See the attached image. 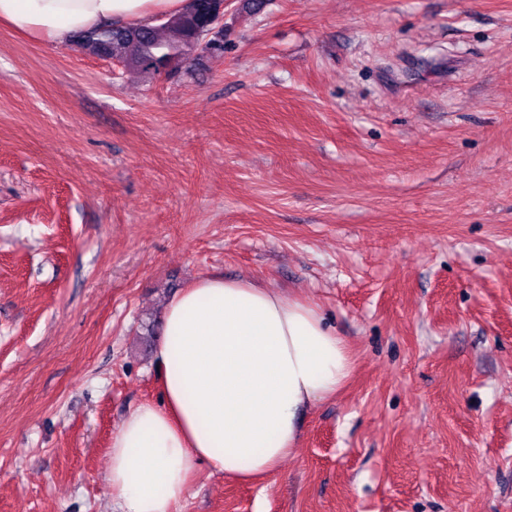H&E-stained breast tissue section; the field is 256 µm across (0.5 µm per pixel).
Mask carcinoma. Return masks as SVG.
Here are the masks:
<instances>
[{"label":"carcinoma","mask_w":512,"mask_h":512,"mask_svg":"<svg viewBox=\"0 0 512 512\" xmlns=\"http://www.w3.org/2000/svg\"><path fill=\"white\" fill-rule=\"evenodd\" d=\"M218 0H192L179 16L159 26L105 25L74 35L92 55L152 74L170 73L187 61L224 53V30L211 24Z\"/></svg>","instance_id":"1"}]
</instances>
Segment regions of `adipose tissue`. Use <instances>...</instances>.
Wrapping results in <instances>:
<instances>
[{
	"instance_id": "adipose-tissue-1",
	"label": "adipose tissue",
	"mask_w": 512,
	"mask_h": 512,
	"mask_svg": "<svg viewBox=\"0 0 512 512\" xmlns=\"http://www.w3.org/2000/svg\"><path fill=\"white\" fill-rule=\"evenodd\" d=\"M188 0H0V23L57 48L119 22L151 24ZM156 357L161 403L114 433L106 479L117 512H174L197 463L251 481L296 448L298 415L338 394L353 370L347 341L310 302L247 279L205 277L166 303Z\"/></svg>"
}]
</instances>
